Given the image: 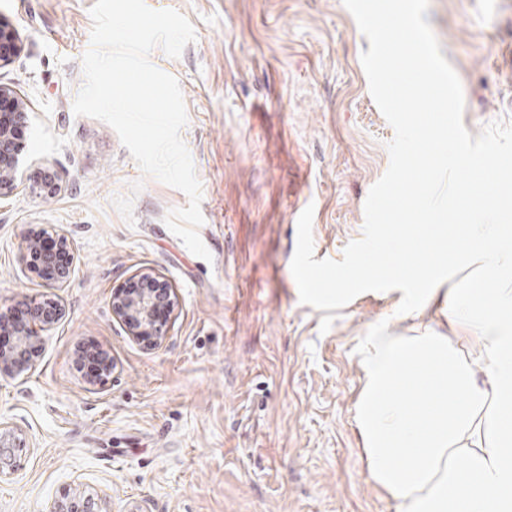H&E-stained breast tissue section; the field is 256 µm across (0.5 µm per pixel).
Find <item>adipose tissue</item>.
Segmentation results:
<instances>
[{
  "mask_svg": "<svg viewBox=\"0 0 512 512\" xmlns=\"http://www.w3.org/2000/svg\"><path fill=\"white\" fill-rule=\"evenodd\" d=\"M459 211L455 265L468 274L453 288L443 289L433 252L411 267L393 252L382 271L408 284L403 316L424 319L438 301L476 336L478 354L428 327H381L358 348L355 421L369 475L397 512H512V225Z\"/></svg>",
  "mask_w": 512,
  "mask_h": 512,
  "instance_id": "adipose-tissue-1",
  "label": "adipose tissue"
}]
</instances>
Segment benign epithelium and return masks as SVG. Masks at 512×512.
Returning <instances> with one entry per match:
<instances>
[{
    "instance_id": "benign-epithelium-1",
    "label": "benign epithelium",
    "mask_w": 512,
    "mask_h": 512,
    "mask_svg": "<svg viewBox=\"0 0 512 512\" xmlns=\"http://www.w3.org/2000/svg\"><path fill=\"white\" fill-rule=\"evenodd\" d=\"M22 44L16 28L5 20H0V67L10 63L21 52ZM8 103L14 107L15 121L22 125L28 120V102L16 90L0 84V105ZM22 143L13 131L0 124V199L12 195L19 188L18 168ZM39 249V235L25 237L23 261L25 268L38 272L33 261ZM133 281L147 284L145 288L120 287L112 293V313L128 327L133 339L157 346L166 340L171 323L164 319L155 320V311L159 304L166 305L173 312L176 304L174 286L160 275L150 271H138L131 276ZM63 306L51 304L48 313L36 317L26 325L13 329L16 336L17 353L0 351V371L21 373L33 363L38 353L40 332L53 326L60 320ZM58 512H99L97 500L92 495L74 499L60 505Z\"/></svg>"
}]
</instances>
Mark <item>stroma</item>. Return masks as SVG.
I'll list each match as a JSON object with an SVG mask.
<instances>
[{"label":"stroma","instance_id":"35a3bbf8","mask_svg":"<svg viewBox=\"0 0 512 512\" xmlns=\"http://www.w3.org/2000/svg\"><path fill=\"white\" fill-rule=\"evenodd\" d=\"M95 0H0L23 49L0 83L30 102L19 175L50 168L55 196L0 200V310L62 300L31 370L0 372V512H55L93 495L100 512H396L369 477L354 421L359 343L379 326L412 335L399 291L345 307L302 304L291 273L297 221L313 207L315 260L361 238L364 203L389 166L394 130L361 64L369 49L343 0H145L196 38L175 77L181 131L202 186L198 233L210 259L166 226L182 191L145 175L115 130L75 115ZM426 20L464 93L471 136L512 125V0H429ZM74 247L67 288L24 268L40 229ZM140 270L174 283V324L158 346L112 314L113 289ZM98 341L112 372L82 376Z\"/></svg>","mask_w":512,"mask_h":512}]
</instances>
